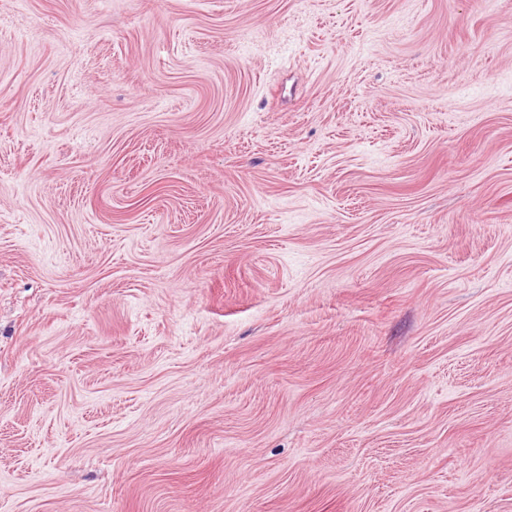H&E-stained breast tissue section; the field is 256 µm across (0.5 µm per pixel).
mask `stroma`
I'll use <instances>...</instances> for the list:
<instances>
[{"mask_svg": "<svg viewBox=\"0 0 512 512\" xmlns=\"http://www.w3.org/2000/svg\"><path fill=\"white\" fill-rule=\"evenodd\" d=\"M0 512H512V0H0Z\"/></svg>", "mask_w": 512, "mask_h": 512, "instance_id": "35a3bbf8", "label": "stroma"}]
</instances>
